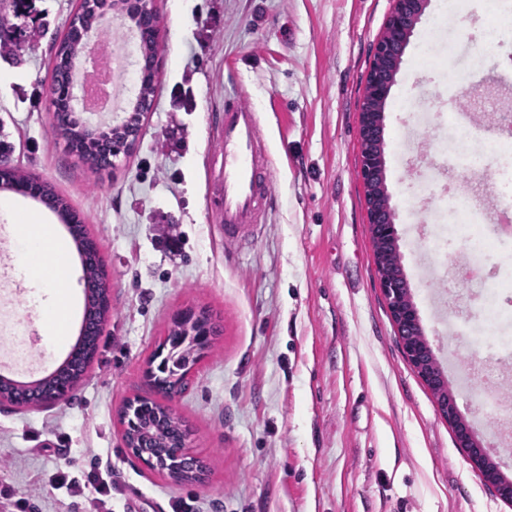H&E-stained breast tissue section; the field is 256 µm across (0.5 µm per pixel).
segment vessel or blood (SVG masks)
<instances>
[{"label": "vessel or blood", "instance_id": "1", "mask_svg": "<svg viewBox=\"0 0 512 512\" xmlns=\"http://www.w3.org/2000/svg\"><path fill=\"white\" fill-rule=\"evenodd\" d=\"M219 152L222 171L216 207L225 239L235 242L244 228L262 223L272 195L271 160L261 142L256 112L241 97L224 101Z\"/></svg>", "mask_w": 512, "mask_h": 512}]
</instances>
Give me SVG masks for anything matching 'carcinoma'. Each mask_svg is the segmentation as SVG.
Here are the masks:
<instances>
[{"label": "carcinoma", "instance_id": "carcinoma-1", "mask_svg": "<svg viewBox=\"0 0 512 512\" xmlns=\"http://www.w3.org/2000/svg\"><path fill=\"white\" fill-rule=\"evenodd\" d=\"M32 48L29 42H19L10 37L0 38V56L19 58ZM83 50L84 47L66 33L52 41L51 93L56 99V112L63 114L64 118V122H56L52 129L55 134L64 136L70 150L80 157L88 172L93 175L103 168L107 155L100 148L88 149L89 134L74 117L68 99L67 77L74 74ZM0 189L24 194L35 190L41 198L49 195L55 198L54 210L64 223L72 227L74 239L83 255L85 289L95 303L92 322L69 363L60 366L53 375L36 382L18 385L5 380L0 383L3 386L0 397L5 401L38 405L41 394L48 396L72 392L93 362L98 348L99 324L112 313V302L108 301L110 285L99 243L91 236L83 218L50 184L15 169L0 179ZM200 314L201 318L193 324L174 319L166 337L165 352L151 360L149 371L154 381L153 394L137 396L126 403L130 414L129 444L148 451L160 468L169 471L178 467L171 445L186 432V423L173 416L165 401L178 393L175 385L181 373L195 364L219 335V328L211 314L204 309L200 310Z\"/></svg>", "mask_w": 512, "mask_h": 512}]
</instances>
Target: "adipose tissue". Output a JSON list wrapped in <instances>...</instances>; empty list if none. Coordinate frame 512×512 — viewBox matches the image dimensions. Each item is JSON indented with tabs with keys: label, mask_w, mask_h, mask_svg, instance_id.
Listing matches in <instances>:
<instances>
[{
	"label": "adipose tissue",
	"mask_w": 512,
	"mask_h": 512,
	"mask_svg": "<svg viewBox=\"0 0 512 512\" xmlns=\"http://www.w3.org/2000/svg\"><path fill=\"white\" fill-rule=\"evenodd\" d=\"M0 212L10 215L16 226L15 267L25 279L38 283L46 294L43 334L48 348L60 349L69 336L78 299L62 284L71 269L69 249L51 225L37 213H21L11 198L0 199Z\"/></svg>",
	"instance_id": "1"
}]
</instances>
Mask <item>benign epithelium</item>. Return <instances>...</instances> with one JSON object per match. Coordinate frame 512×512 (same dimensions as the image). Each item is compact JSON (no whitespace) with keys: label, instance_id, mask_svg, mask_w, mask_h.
Instances as JSON below:
<instances>
[{"label":"benign epithelium","instance_id":"7a95c632","mask_svg":"<svg viewBox=\"0 0 512 512\" xmlns=\"http://www.w3.org/2000/svg\"><path fill=\"white\" fill-rule=\"evenodd\" d=\"M104 2L106 0H94L99 21H109L115 16H121L128 21L129 28L137 33L143 25L158 28V19L150 10L149 0H113L110 11L102 9ZM427 5L428 0H395V6L386 18L383 32L374 49L360 109L359 128L361 177L366 188L368 224L375 248L376 268L404 354L432 391L439 410L456 434L457 446L461 448L469 464L485 476L501 499L512 502V482L491 474L489 465L495 464L492 451L473 436L470 424L458 412L453 394L442 385L431 347L417 339L419 317L407 299L406 290L401 288L400 276H389L383 267L387 243L398 239L382 152L385 105L409 39ZM68 34L82 43L87 50L91 49L92 40L98 38L97 31L83 25L76 15L70 18ZM189 443L190 436L187 435L183 443L175 449V454L184 462V469L199 479L203 476L204 462L191 451Z\"/></svg>","mask_w":512,"mask_h":512}]
</instances>
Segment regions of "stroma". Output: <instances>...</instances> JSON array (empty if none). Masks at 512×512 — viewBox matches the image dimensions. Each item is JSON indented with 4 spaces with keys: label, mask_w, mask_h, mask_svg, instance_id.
Here are the masks:
<instances>
[{
    "label": "stroma",
    "mask_w": 512,
    "mask_h": 512,
    "mask_svg": "<svg viewBox=\"0 0 512 512\" xmlns=\"http://www.w3.org/2000/svg\"><path fill=\"white\" fill-rule=\"evenodd\" d=\"M429 0L385 106V175L402 264L424 334L478 440L512 480V445L479 390L476 327L512 299L471 288L461 268L494 254L430 252L454 220L449 194L479 199L487 180L447 171L457 141L449 95L512 102V44L492 68L475 46L485 0L446 20ZM78 0H34L23 30L48 34L0 56V138L12 165L52 184L85 219L112 283V315L71 397L41 408L0 402V501L22 512H86L55 473L109 481L112 512H512L456 444L405 357L376 271L360 175L359 110L393 0H153L157 91L130 155L97 175L67 154L48 109L49 45ZM257 112L275 205L244 243H226L209 209L224 98ZM33 288L0 258V373L41 379L68 357L41 333ZM207 309L220 334L170 407L192 430L204 481H176L125 447L119 413L147 395L145 372L173 317Z\"/></svg>",
    "instance_id": "35a3bbf8"
}]
</instances>
